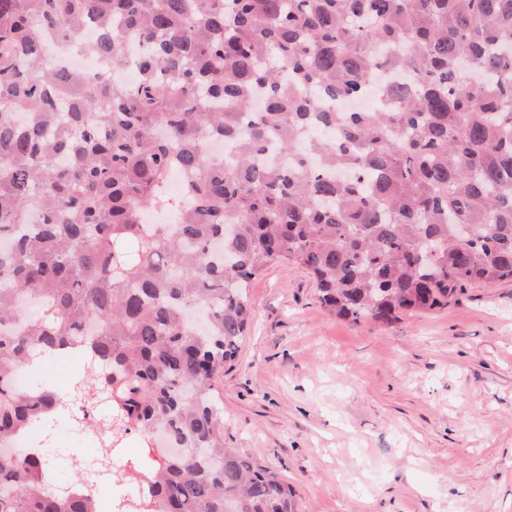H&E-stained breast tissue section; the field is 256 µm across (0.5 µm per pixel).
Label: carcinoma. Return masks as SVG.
Wrapping results in <instances>:
<instances>
[{
    "label": "carcinoma",
    "instance_id": "cac0c4a2",
    "mask_svg": "<svg viewBox=\"0 0 512 512\" xmlns=\"http://www.w3.org/2000/svg\"><path fill=\"white\" fill-rule=\"evenodd\" d=\"M127 32L133 85L44 42L118 66ZM1 242L0 512H101L41 449L68 401L111 405L104 442L182 449L141 473L150 512H295L224 447L250 282L303 268L335 315L390 323L512 280V0H0ZM61 347L86 358L67 399ZM49 51L53 53L52 55L58 56L63 54H57L59 51L58 47L55 44L49 45ZM64 60L66 64L75 71H78L80 73H83L87 76H95L97 74H103L106 76L110 81L114 80V73L118 71H126V72H136V68L132 64H127L126 66L120 67V68H112V66H106L104 63L97 58L84 55V54H68L63 55ZM91 59H88V58ZM79 60L87 61L86 66H80L77 62ZM75 361L68 360L65 363L59 364H46L44 368L45 374L52 381L54 386H57L60 390L66 391L70 384L71 378L74 374Z\"/></svg>",
    "mask_w": 512,
    "mask_h": 512
}]
</instances>
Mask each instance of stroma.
<instances>
[{"label":"stroma","mask_w":512,"mask_h":512,"mask_svg":"<svg viewBox=\"0 0 512 512\" xmlns=\"http://www.w3.org/2000/svg\"><path fill=\"white\" fill-rule=\"evenodd\" d=\"M252 322L217 386L224 442L290 483L297 512H512V283L471 284L388 324L330 315L309 275L274 265L249 288ZM102 490L135 497L121 466L150 463L133 431L107 446Z\"/></svg>","instance_id":"1"}]
</instances>
